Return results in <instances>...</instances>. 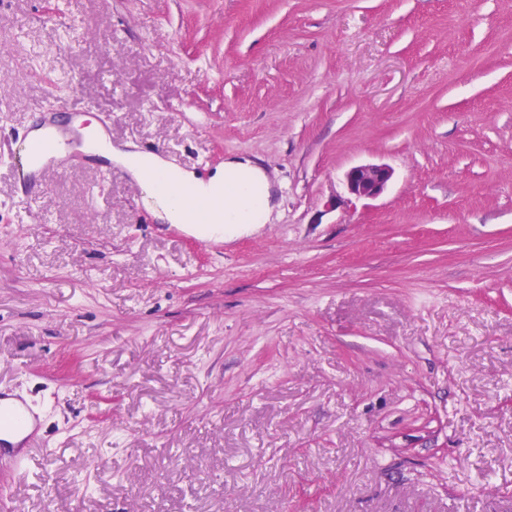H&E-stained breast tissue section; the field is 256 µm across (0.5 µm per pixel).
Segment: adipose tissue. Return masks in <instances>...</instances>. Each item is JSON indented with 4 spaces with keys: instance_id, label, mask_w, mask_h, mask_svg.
I'll return each instance as SVG.
<instances>
[{
    "instance_id": "adipose-tissue-1",
    "label": "adipose tissue",
    "mask_w": 512,
    "mask_h": 512,
    "mask_svg": "<svg viewBox=\"0 0 512 512\" xmlns=\"http://www.w3.org/2000/svg\"><path fill=\"white\" fill-rule=\"evenodd\" d=\"M100 155L102 158L115 162L125 168L134 178H141L143 168L149 167L159 172L164 178L165 197L154 202L153 207L160 219L173 224L181 223L182 218L171 201L172 195L184 189H191L200 198L223 196L225 201L224 220L222 226H215L211 216H202L197 223L191 224V234H207L208 238H230L246 230L252 225L265 223L270 202L254 200V187H267L268 182L261 167L251 161L230 160L223 168L217 169L209 179L203 180L195 174L187 172L160 155H143L125 151L104 144Z\"/></svg>"
}]
</instances>
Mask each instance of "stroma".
I'll return each mask as SVG.
<instances>
[{"instance_id":"35a3bbf8","label":"stroma","mask_w":512,"mask_h":512,"mask_svg":"<svg viewBox=\"0 0 512 512\" xmlns=\"http://www.w3.org/2000/svg\"><path fill=\"white\" fill-rule=\"evenodd\" d=\"M56 104L275 207L207 240L0 166V512H512V0H0V144ZM393 170L384 164H363L350 168L344 175L349 194L357 198L375 199L388 188ZM10 395L0 391V447L5 448L6 433L27 431L33 434L38 425V416L23 400L8 401Z\"/></svg>"}]
</instances>
